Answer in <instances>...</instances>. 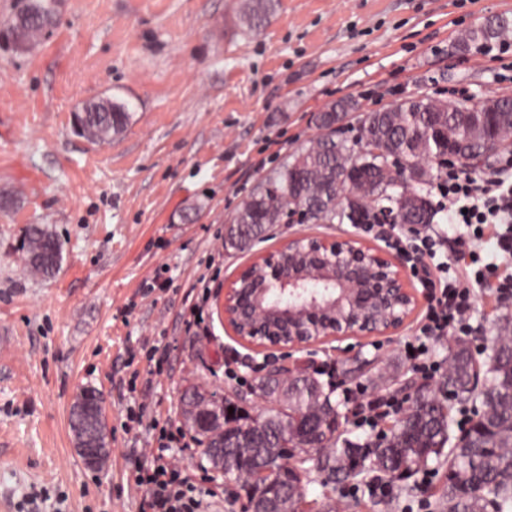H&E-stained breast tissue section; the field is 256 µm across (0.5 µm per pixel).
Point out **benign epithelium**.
<instances>
[{"label":"benign epithelium","mask_w":512,"mask_h":512,"mask_svg":"<svg viewBox=\"0 0 512 512\" xmlns=\"http://www.w3.org/2000/svg\"><path fill=\"white\" fill-rule=\"evenodd\" d=\"M403 258L371 248L353 236L326 239L290 237L276 251L248 264L224 289V326L265 359L266 374L293 366L273 352L300 349L335 336H380L398 331L420 305L402 274ZM328 284L323 293L305 285L312 277ZM288 298L274 304L272 291ZM405 312L392 320L386 309L394 300ZM280 498L247 500L242 512H281Z\"/></svg>","instance_id":"obj_1"}]
</instances>
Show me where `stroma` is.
<instances>
[{
    "mask_svg": "<svg viewBox=\"0 0 512 512\" xmlns=\"http://www.w3.org/2000/svg\"><path fill=\"white\" fill-rule=\"evenodd\" d=\"M242 0H60L53 32L21 50L5 23L22 0H0V512H141L138 477L163 451L200 494V512H240L245 490L223 479L187 435L179 397L193 383L225 391L260 377V358L224 329V289L288 236H359L406 254L408 227L278 224L251 251L224 249V225L260 178L318 134L316 117L346 96L361 110L342 125L352 141L365 112L409 95L452 100L512 96V37L486 53L452 52L458 34L512 19V0H276L260 32L238 19ZM123 103L125 133L100 143L76 133L75 112ZM63 243L59 271L31 277L24 229ZM436 262L478 249L499 268L494 241L438 212ZM466 344L483 364L512 301L473 286ZM424 310L388 336H348L306 354L346 417L351 437L393 426L361 423L360 397L400 394L414 373L407 343ZM104 400L112 455L87 467L74 447L71 406L84 386ZM447 469L390 481L333 484L348 512H439Z\"/></svg>",
    "mask_w": 512,
    "mask_h": 512,
    "instance_id": "35a3bbf8",
    "label": "stroma"
}]
</instances>
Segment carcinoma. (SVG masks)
<instances>
[{
	"label": "carcinoma",
	"instance_id": "carcinoma-1",
	"mask_svg": "<svg viewBox=\"0 0 512 512\" xmlns=\"http://www.w3.org/2000/svg\"><path fill=\"white\" fill-rule=\"evenodd\" d=\"M55 0H27L8 23L20 45L40 38L55 24ZM274 8V0H245L241 18L252 30H260ZM512 34V21L500 17L461 34L454 49L461 53L484 50ZM330 105L320 118L317 137L297 150L291 159L257 186L250 199L224 225V249L242 251L266 238L269 228L296 204L321 224L355 223L356 215L369 217L383 202L402 213L408 224H428L433 216L429 200L418 204L414 191L398 182L396 171L414 173L418 184L431 181V170L450 140L466 144L465 152L482 159L487 143L512 145V101L501 100L497 113L480 127L466 125L460 114L434 97L402 100L366 114L358 147L336 138ZM131 115L114 102L90 104L75 115L78 132L101 142L126 129ZM375 143L382 153L373 154ZM25 264L41 279L59 270L63 245L42 224H29L24 235ZM281 388L288 399L280 401L269 383ZM268 381L260 376L250 394L263 399L261 412L252 417L241 407L246 394L237 390L218 395L199 384L188 386L180 398V414L202 447L210 469L248 488V495L275 493L297 512L310 475L327 481L355 479L369 466L386 477L416 473L439 457L449 441L448 395L480 401L481 411L468 432L448 453V480L439 496L445 512H512V329L495 336L484 382L477 385L476 364L457 339L448 355V375L439 388L409 383L410 404L390 433L377 439L372 458L365 459L369 444L342 437L341 415L333 391L318 387L312 374ZM234 413H229V409ZM75 447L98 449L96 467L110 453L108 423L102 414L101 393L79 389L70 415ZM304 436L317 444L293 449L294 467H288L285 445Z\"/></svg>",
	"mask_w": 512,
	"mask_h": 512
}]
</instances>
